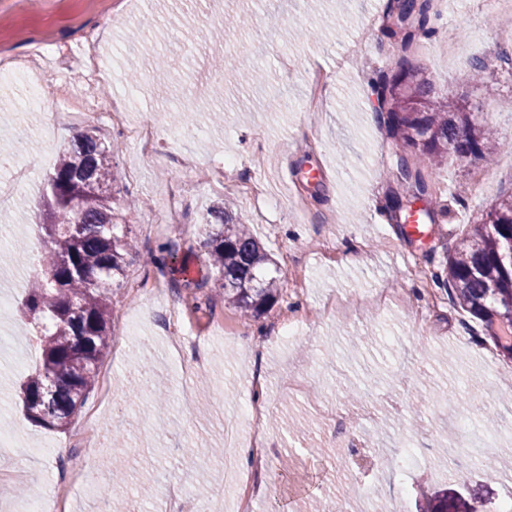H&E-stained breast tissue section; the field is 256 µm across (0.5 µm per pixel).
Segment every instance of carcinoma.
<instances>
[{"instance_id": "1", "label": "carcinoma", "mask_w": 512, "mask_h": 512, "mask_svg": "<svg viewBox=\"0 0 512 512\" xmlns=\"http://www.w3.org/2000/svg\"><path fill=\"white\" fill-rule=\"evenodd\" d=\"M429 0H395L388 35L409 44L432 33ZM418 72L403 70L376 88L387 108L397 170L414 178L409 193L426 191L420 171H411V150L439 165L450 157L480 158L498 145L463 100L436 90ZM118 146L89 130L73 134L47 177L39 211L41 247L36 273L21 302L33 326L39 361L20 385L25 415L33 424L64 430L94 385L110 340L108 291L120 286L134 245L112 208V159ZM204 263L216 271L213 288L244 313H264L281 295L269 267L277 262L244 224L217 204L197 225ZM453 303L486 326L487 339L512 357V194L491 204L485 217L446 252L433 273ZM475 495L434 493L426 512H477Z\"/></svg>"}]
</instances>
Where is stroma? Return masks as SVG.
I'll list each match as a JSON object with an SVG mask.
<instances>
[{
    "label": "stroma",
    "instance_id": "obj_1",
    "mask_svg": "<svg viewBox=\"0 0 512 512\" xmlns=\"http://www.w3.org/2000/svg\"><path fill=\"white\" fill-rule=\"evenodd\" d=\"M118 3L0 0V49L44 90L41 108L28 110L24 87L0 79V143L26 129L35 178L0 207V224L13 225L16 240L0 271L16 269L15 255L33 248L35 203L49 172L43 157H57L88 125L120 147L113 206L139 249L113 291L111 340L100 360L124 406L121 417L95 386L66 430L33 425L17 388L39 351L17 311L0 318V426L16 433L14 447H0V512H29L35 495L54 497L60 470L85 453L79 430L96 405L112 442L91 461V485L69 490L71 512H95L106 486L123 512H154L171 474L215 512H227L224 460L205 450L224 446L230 421L240 443L259 435L288 455L287 471L275 463L249 469L270 488L253 512L278 504L311 512L316 498L326 506L346 499L365 512L367 486L390 512L401 503L413 512L420 488L482 484L481 464L490 458L506 465L480 512H500L512 499V359L481 342L482 324L454 306L431 274L468 224L512 193V112L504 107L512 100V0L495 9L466 0L433 13L436 34L426 53L394 49L382 24L389 0H142L131 12ZM90 29L108 68L85 80L81 49ZM48 42L70 50L44 51ZM476 60L486 66L478 82L471 79ZM407 64L456 91L479 122L499 132L497 149L485 157L425 170L439 212L422 240L404 233L391 208L403 186L390 175L394 149L369 87ZM316 70L326 88L312 111L308 75ZM132 72L140 87L126 85ZM77 93L91 105L121 103L132 123L190 112L193 135L176 137L159 125V153L144 154L108 121L68 117L66 103ZM230 155L244 177L273 182L277 195L257 205L224 190L215 168ZM174 191L178 225L163 221ZM297 198L304 210L294 207ZM220 200L281 267L282 295L257 317L241 315L210 286L192 295L176 288L146 260L172 244L200 266L196 226ZM316 237L327 240L333 260L308 255ZM302 252L305 265L289 267L288 256ZM172 304L187 331L178 353L161 329ZM293 304L310 320L288 342L274 329ZM144 336L152 340L145 351ZM199 348L209 357L201 374L191 367ZM257 371L266 412L239 418ZM346 406L375 461L363 478L349 449L332 446L323 431L327 415ZM409 442L414 463L398 468ZM34 444L40 456L28 455ZM116 459L126 466L121 483L111 476Z\"/></svg>",
    "mask_w": 512,
    "mask_h": 512
}]
</instances>
